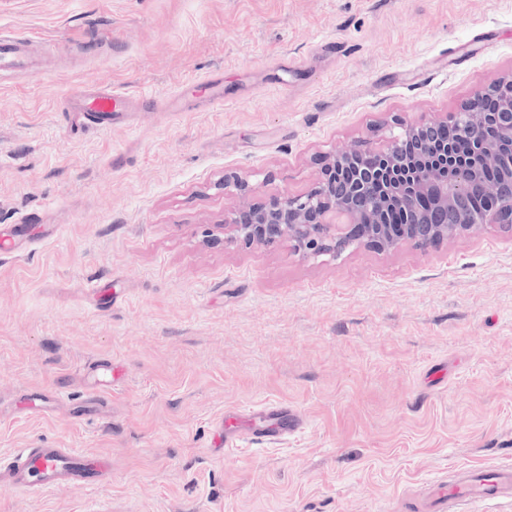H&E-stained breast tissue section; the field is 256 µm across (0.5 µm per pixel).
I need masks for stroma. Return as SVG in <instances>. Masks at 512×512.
<instances>
[{"instance_id": "obj_1", "label": "stroma", "mask_w": 512, "mask_h": 512, "mask_svg": "<svg viewBox=\"0 0 512 512\" xmlns=\"http://www.w3.org/2000/svg\"><path fill=\"white\" fill-rule=\"evenodd\" d=\"M0 25L51 45L0 86V224L51 231L0 254V456L112 461L92 488L0 489V512H448L457 469L512 466V233L310 257L224 229L226 177L305 193L323 155L512 72V0H0ZM214 71L224 105L159 106ZM100 84L146 103L84 125L68 97ZM272 408L301 426L215 448L225 415ZM86 377L91 378V388L103 394L112 391L115 386V366L112 360L89 364L86 368Z\"/></svg>"}]
</instances>
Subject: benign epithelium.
Returning <instances> with one entry per match:
<instances>
[{
    "label": "benign epithelium",
    "instance_id": "1",
    "mask_svg": "<svg viewBox=\"0 0 512 512\" xmlns=\"http://www.w3.org/2000/svg\"><path fill=\"white\" fill-rule=\"evenodd\" d=\"M468 139L478 163L448 158L452 141ZM241 197L224 227L247 244L283 237L308 256L350 246L390 252L436 246L497 224L512 232V72L455 112L403 123L382 148L358 144L325 159L302 195L283 192L254 202L243 179L224 181Z\"/></svg>",
    "mask_w": 512,
    "mask_h": 512
}]
</instances>
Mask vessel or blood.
Instances as JSON below:
<instances>
[{"label": "vessel or blood", "instance_id": "1", "mask_svg": "<svg viewBox=\"0 0 512 512\" xmlns=\"http://www.w3.org/2000/svg\"><path fill=\"white\" fill-rule=\"evenodd\" d=\"M0 71L37 73L38 63L31 42L15 37L10 30H0ZM207 91L210 101L224 100L222 81L211 74L183 85L174 105L175 111H185L194 89ZM138 103L134 93L117 88L98 86L77 93L71 100L74 112L90 123L118 122L128 117ZM29 239L21 225H0V252L24 254ZM86 375L94 391L109 393L115 386V366L111 361L89 364ZM111 475V461L104 456L80 454L63 448H21L7 460H0V486L20 493L42 492L69 485H96ZM448 512H463L465 506L493 501H512V468L491 466L464 468L448 482Z\"/></svg>", "mask_w": 512, "mask_h": 512}]
</instances>
